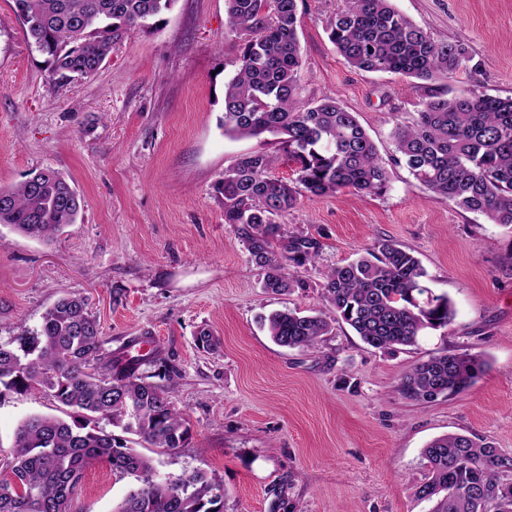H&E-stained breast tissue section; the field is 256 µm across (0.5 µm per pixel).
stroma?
<instances>
[{"label":"stroma","mask_w":512,"mask_h":512,"mask_svg":"<svg viewBox=\"0 0 512 512\" xmlns=\"http://www.w3.org/2000/svg\"><path fill=\"white\" fill-rule=\"evenodd\" d=\"M340 0H298L299 97H331L356 113L389 177L387 192L300 196L280 222L319 236L306 283L265 293L213 186L263 147L225 135L224 83L239 66L225 0H176L157 27L113 48L98 73L58 85L12 0H0V187L37 167L59 170L83 199L76 223L45 243L0 224V343L40 326L62 294L85 296L105 349L142 333L164 362L143 366L189 429L163 451L127 435L159 476L201 470L224 482V512H429L414 496L422 450L448 433L512 453V229L455 207L394 164L395 122H413L431 94L512 96V0H395L441 41L464 43L473 68L426 85L350 67L327 34ZM385 239L411 248L434 293L457 314L412 346L384 353L336 322L319 347L276 345L260 322L276 309L322 306L323 272ZM210 330L216 350L198 349ZM482 355L467 391L419 404L398 391L416 363L442 352ZM50 393L0 392V447L32 415L66 417ZM133 484L105 462L85 471L73 512H116Z\"/></svg>","instance_id":"35a3bbf8"}]
</instances>
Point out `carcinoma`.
Instances as JSON below:
<instances>
[{"mask_svg":"<svg viewBox=\"0 0 512 512\" xmlns=\"http://www.w3.org/2000/svg\"><path fill=\"white\" fill-rule=\"evenodd\" d=\"M226 30L239 67L224 84V134L267 138L296 164V183L270 176L272 153L260 149L224 170L215 186L224 223L237 226L262 288L283 294L303 287L288 270L317 261L323 244L305 231H287L278 218L299 196L349 189L359 197L388 189L377 146L355 113L335 99L298 97L301 46L297 0H225ZM175 0H13V10L36 50L65 85L95 75L112 48L136 30L151 29ZM328 38L353 68L399 74L423 83L451 79L472 60L461 42H445L403 14L394 0H341ZM394 161L431 192L462 211L512 228V98L485 93L433 94L411 124L396 123ZM82 199L58 170L40 167L18 185L0 187V224L45 241L73 224ZM412 251L392 240L323 274L322 310L285 309L263 317L275 343L312 350L340 319L367 346L390 350L417 342L426 329H445L456 315L446 294L425 283ZM102 331L83 296L64 295L36 330L0 344V388L43 389L72 409L71 421L31 416L16 429L3 464L14 481L0 480V512H71L85 469L106 461L135 483L116 512H224L223 481L204 471L157 478L153 461L99 426L174 450L188 438L170 390L140 373L162 363V351L131 355L105 350ZM478 354L445 353L415 364L399 393L425 404L469 389L485 372ZM426 474L416 499L430 512H512V455L474 435L448 434L422 452Z\"/></svg>","mask_w":512,"mask_h":512,"instance_id":"carcinoma-1","label":"carcinoma"}]
</instances>
